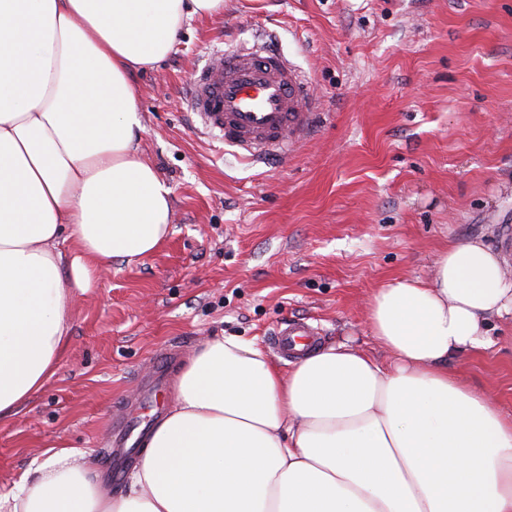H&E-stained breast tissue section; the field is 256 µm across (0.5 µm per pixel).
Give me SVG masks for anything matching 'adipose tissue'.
I'll return each mask as SVG.
<instances>
[{
  "mask_svg": "<svg viewBox=\"0 0 512 512\" xmlns=\"http://www.w3.org/2000/svg\"><path fill=\"white\" fill-rule=\"evenodd\" d=\"M224 0H0V419L56 374L75 290L171 233V188L138 153L131 74ZM512 313V278L478 241L432 281L367 309L385 364L346 343L289 371L256 341H206L174 372L126 488L46 450L0 512H512V416L453 373Z\"/></svg>",
  "mask_w": 512,
  "mask_h": 512,
  "instance_id": "1",
  "label": "adipose tissue"
}]
</instances>
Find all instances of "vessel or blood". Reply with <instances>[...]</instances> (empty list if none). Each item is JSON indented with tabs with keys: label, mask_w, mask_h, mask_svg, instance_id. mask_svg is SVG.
Segmentation results:
<instances>
[{
	"label": "vessel or blood",
	"mask_w": 512,
	"mask_h": 512,
	"mask_svg": "<svg viewBox=\"0 0 512 512\" xmlns=\"http://www.w3.org/2000/svg\"><path fill=\"white\" fill-rule=\"evenodd\" d=\"M186 102L199 133L249 161L299 150L315 116L307 77L278 50L259 44L222 52L218 64L197 68L187 84ZM317 342L315 329L303 320L287 323L270 338L273 351L286 359L304 357ZM137 427L128 415L113 425L116 464L134 460L127 442Z\"/></svg>",
	"instance_id": "vessel-or-blood-1"
}]
</instances>
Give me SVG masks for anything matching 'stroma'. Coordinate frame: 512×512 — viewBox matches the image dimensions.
Instances as JSON below:
<instances>
[{"mask_svg": "<svg viewBox=\"0 0 512 512\" xmlns=\"http://www.w3.org/2000/svg\"><path fill=\"white\" fill-rule=\"evenodd\" d=\"M255 41L306 73L321 110L302 148L256 164L196 133L185 101L214 49ZM132 79L172 233L75 295L57 373L0 419V493L52 447L103 470L156 359L217 336L265 348L302 319L386 363L367 325L378 288L430 278L468 239L512 273V0H226ZM488 328L491 348L449 366L512 413V316Z\"/></svg>", "mask_w": 512, "mask_h": 512, "instance_id": "1", "label": "stroma"}]
</instances>
